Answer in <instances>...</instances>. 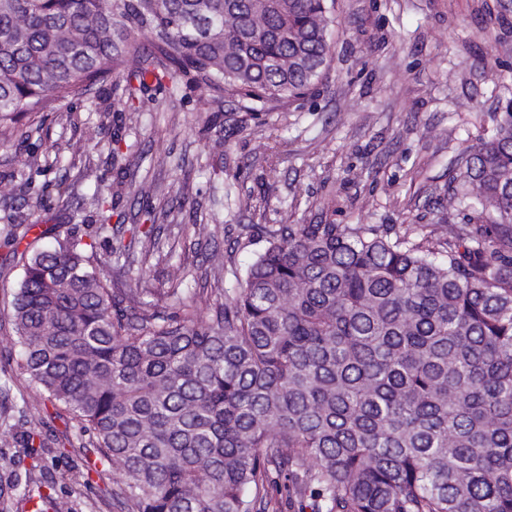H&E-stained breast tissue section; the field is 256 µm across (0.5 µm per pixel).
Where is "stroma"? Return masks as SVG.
<instances>
[{"label":"stroma","instance_id":"stroma-1","mask_svg":"<svg viewBox=\"0 0 512 512\" xmlns=\"http://www.w3.org/2000/svg\"><path fill=\"white\" fill-rule=\"evenodd\" d=\"M331 58L317 87L295 103L249 111L231 97L178 77L169 94L149 90L125 109L122 72L59 110L34 112L0 135V193L12 214L66 236L95 218L101 191L113 215L138 223L152 211L161 253L130 254V270L108 267L113 291L164 288L171 265L190 274L183 299L234 287L269 230L283 224H395L447 228L469 221L452 200L466 151L491 139L512 101V0H331ZM124 126L125 182L109 150ZM28 236L0 239V455L14 457L11 512H27L29 481L53 480L73 512H121L125 482L98 463L90 436L50 402L29 428L37 389L18 370L8 315Z\"/></svg>","mask_w":512,"mask_h":512}]
</instances>
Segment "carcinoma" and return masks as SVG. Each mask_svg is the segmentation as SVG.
I'll return each instance as SVG.
<instances>
[{"label":"carcinoma","instance_id":"cac0c4a2","mask_svg":"<svg viewBox=\"0 0 512 512\" xmlns=\"http://www.w3.org/2000/svg\"><path fill=\"white\" fill-rule=\"evenodd\" d=\"M330 52L326 0H0V131L112 74L126 105L177 74L246 103L305 98ZM448 236L279 226L182 318L188 276L117 295L94 262L154 228L99 217L24 258L18 368L125 474V512H265L270 467L314 512H512V112L465 160ZM33 224L10 221L6 243Z\"/></svg>","mask_w":512,"mask_h":512}]
</instances>
